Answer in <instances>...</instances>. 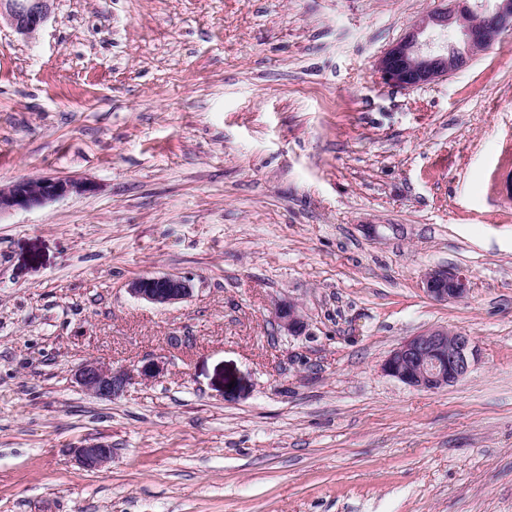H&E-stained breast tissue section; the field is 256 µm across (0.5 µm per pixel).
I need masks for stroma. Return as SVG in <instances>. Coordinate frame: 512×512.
<instances>
[{
    "label": "stroma",
    "mask_w": 512,
    "mask_h": 512,
    "mask_svg": "<svg viewBox=\"0 0 512 512\" xmlns=\"http://www.w3.org/2000/svg\"><path fill=\"white\" fill-rule=\"evenodd\" d=\"M440 5L56 0L36 37L0 24V185H97L0 215V512H512V37L423 88L373 68ZM439 266L464 299L425 293ZM154 273L191 296L128 294ZM438 326L479 345L464 378L383 373ZM146 359L160 378L111 400L74 381ZM423 288L429 297L437 301L461 300L469 289L468 276L461 271L434 268L426 274ZM127 291L134 298L165 307L187 299L192 287L189 277L162 273L131 280ZM275 319L278 327L289 334L297 333L303 324L299 310L294 304L277 308ZM78 462L85 468L94 470L112 462V445L105 441H93L75 449Z\"/></svg>",
    "instance_id": "35a3bbf8"
}]
</instances>
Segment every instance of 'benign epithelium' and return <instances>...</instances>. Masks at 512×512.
Instances as JSON below:
<instances>
[{"instance_id":"obj_1","label":"benign epithelium","mask_w":512,"mask_h":512,"mask_svg":"<svg viewBox=\"0 0 512 512\" xmlns=\"http://www.w3.org/2000/svg\"><path fill=\"white\" fill-rule=\"evenodd\" d=\"M55 0H0V19L21 36L31 38L49 19ZM450 5L424 14L399 40L377 58L375 68L385 83L399 88H422L467 67L479 53L502 46L512 35V0H448ZM96 190L95 183L73 178H23L0 186V215L30 209L47 201ZM426 294L437 301L463 299L469 289L468 276L448 268L430 270L423 281ZM128 293L158 306H171L192 293L191 279L172 274L135 278ZM280 329L293 334L303 324L293 304L275 310ZM479 348L461 331L436 327L409 336L393 349L382 370L417 389L437 390L464 377L478 359ZM162 367L149 360L134 369H112L86 360L75 371L76 383L100 398L122 395L136 380L160 376ZM78 462L94 470L112 462V444L93 441L75 449Z\"/></svg>"}]
</instances>
